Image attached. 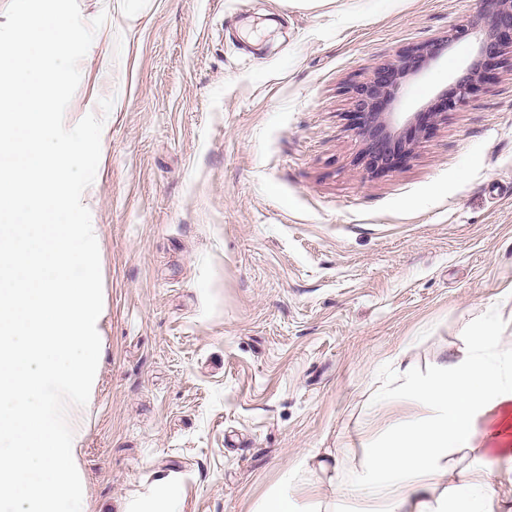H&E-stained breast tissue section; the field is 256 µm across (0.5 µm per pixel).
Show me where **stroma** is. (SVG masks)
Wrapping results in <instances>:
<instances>
[{
	"label": "stroma",
	"instance_id": "obj_1",
	"mask_svg": "<svg viewBox=\"0 0 512 512\" xmlns=\"http://www.w3.org/2000/svg\"><path fill=\"white\" fill-rule=\"evenodd\" d=\"M78 4L107 21L64 122L121 100L86 203L105 308L88 512H124L166 478L182 512H259L305 455L323 469L300 512H363L352 485L367 450L420 412L404 396L369 414L379 391L461 358L488 319L512 368V71L381 173L360 159L348 92L481 0ZM471 51L408 78L394 111L433 99ZM503 443L454 449L446 484L475 469L490 477L482 497H501Z\"/></svg>",
	"mask_w": 512,
	"mask_h": 512
}]
</instances>
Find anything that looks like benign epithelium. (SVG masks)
I'll list each match as a JSON object with an SVG mask.
<instances>
[{"label":"benign epithelium","mask_w":512,"mask_h":512,"mask_svg":"<svg viewBox=\"0 0 512 512\" xmlns=\"http://www.w3.org/2000/svg\"><path fill=\"white\" fill-rule=\"evenodd\" d=\"M461 41L473 45V55L448 87L438 92L437 102L423 105L403 123H397L392 104L401 82L416 75L423 63L438 59L445 48ZM509 60L512 61V0H483L482 11L467 23L376 66L366 81L351 88L355 126L366 144L362 159H372L377 171L401 163L410 156L414 141L427 135L447 112L465 102Z\"/></svg>","instance_id":"benign-epithelium-1"}]
</instances>
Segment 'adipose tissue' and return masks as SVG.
<instances>
[{
	"label": "adipose tissue",
	"instance_id": "adipose-tissue-1",
	"mask_svg": "<svg viewBox=\"0 0 512 512\" xmlns=\"http://www.w3.org/2000/svg\"><path fill=\"white\" fill-rule=\"evenodd\" d=\"M496 339V327H483L462 359L439 363L431 378L404 372L402 389L423 414L392 426L388 438L367 453L358 478L363 490L381 498L383 512H442L443 500L430 499L429 493L442 484L449 451L472 447L481 418L512 404V386L487 355Z\"/></svg>",
	"mask_w": 512,
	"mask_h": 512
}]
</instances>
